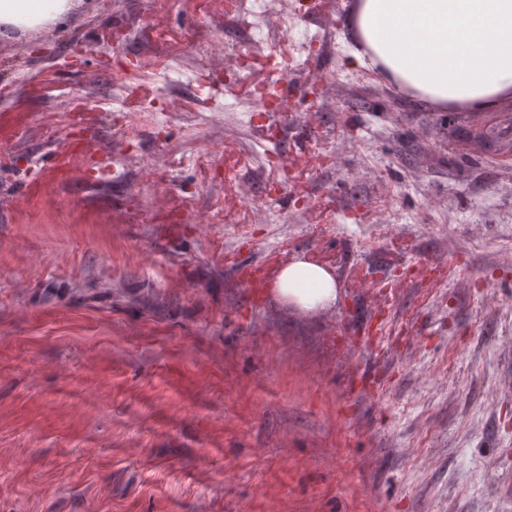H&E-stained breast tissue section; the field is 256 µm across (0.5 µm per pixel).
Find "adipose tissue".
<instances>
[{
    "instance_id": "obj_1",
    "label": "adipose tissue",
    "mask_w": 512,
    "mask_h": 512,
    "mask_svg": "<svg viewBox=\"0 0 512 512\" xmlns=\"http://www.w3.org/2000/svg\"><path fill=\"white\" fill-rule=\"evenodd\" d=\"M77 0H0V38L66 21ZM353 61L437 108L496 109L512 97V0H358L347 20ZM276 291L312 310L335 305L336 281L308 260L286 265Z\"/></svg>"
}]
</instances>
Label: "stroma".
<instances>
[{
    "label": "stroma",
    "mask_w": 512,
    "mask_h": 512,
    "mask_svg": "<svg viewBox=\"0 0 512 512\" xmlns=\"http://www.w3.org/2000/svg\"><path fill=\"white\" fill-rule=\"evenodd\" d=\"M354 6L0 39V512H512V167L350 62ZM276 292L285 301L307 310L333 306L338 295L332 274L303 259L292 261L281 270Z\"/></svg>",
    "instance_id": "obj_1"
}]
</instances>
